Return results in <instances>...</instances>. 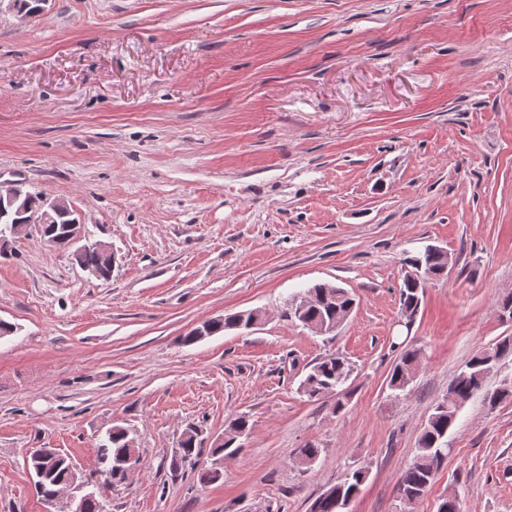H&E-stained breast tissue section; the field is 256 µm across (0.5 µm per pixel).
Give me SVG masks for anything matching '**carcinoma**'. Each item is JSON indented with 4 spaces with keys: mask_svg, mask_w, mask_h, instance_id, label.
<instances>
[{
    "mask_svg": "<svg viewBox=\"0 0 512 512\" xmlns=\"http://www.w3.org/2000/svg\"><path fill=\"white\" fill-rule=\"evenodd\" d=\"M46 0H0V9L6 8L16 13L29 14L42 10ZM44 195L39 192L26 191L20 196L0 197V255H8V248L14 233L12 225L19 224L32 212L43 206ZM74 221L73 209L63 206L54 215L50 224L43 226L40 238L59 249H72V257L82 268L98 272L99 277L108 279L112 275L111 257L96 248H71L67 241L66 225ZM424 266L430 277L447 274L448 257L436 251L422 255ZM425 284L403 279L400 287L401 309L417 313ZM289 317L300 322L307 329L311 325H320L325 333L336 331L351 314L355 299L344 288H334L327 282L315 283L298 293L289 301ZM252 314L249 311L228 315L219 320H207L201 325L205 336H212L226 329H246ZM420 357V350L405 347L399 354L388 380L393 391L403 392L413 381ZM505 357H512V336L500 338L492 347L480 349L464 364L448 387L447 394L434 404L425 426L417 442L414 457L405 467L400 477L399 491L402 497L423 496L435 475L443 467L448 458V433L453 429L461 408L475 396L481 394L489 406L512 396V374L506 376L499 388L494 391L485 389L486 376ZM351 367L347 360L340 356L328 355L310 368L304 381V391L311 400H318L332 392L339 391L348 381ZM246 416L232 419L224 430V441H215L208 449L207 464L199 470V481L203 484H214L224 478V457L232 456L240 451L239 439L250 434ZM134 438L131 429L114 425L108 429L97 446V459L113 466L128 454V442ZM181 460L194 467L202 456V444L199 441L197 428H187L180 439ZM27 469L32 476L37 496L44 506L58 491L67 487L74 477L72 460L54 448H47L37 456H30L26 461ZM368 471L364 467H353L346 470L342 480L330 486L318 495L314 503L318 508L311 512H346L348 501L360 492L367 478ZM126 476L119 471H112V477L105 479L97 486L94 495L85 500L83 512H108L106 492L122 484Z\"/></svg>",
    "mask_w": 512,
    "mask_h": 512,
    "instance_id": "obj_1",
    "label": "carcinoma"
}]
</instances>
